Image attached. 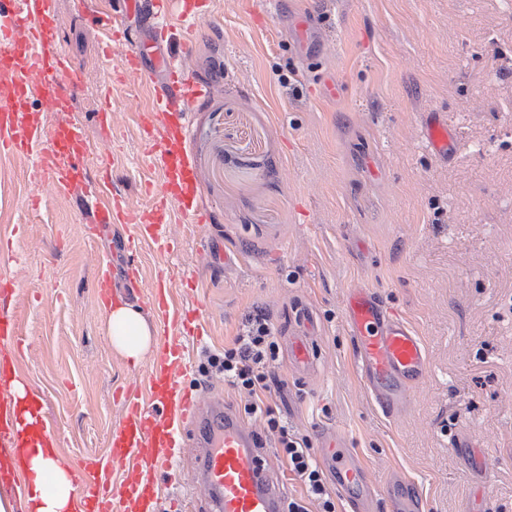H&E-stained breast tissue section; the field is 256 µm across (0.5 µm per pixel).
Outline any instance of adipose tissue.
I'll list each match as a JSON object with an SVG mask.
<instances>
[{"mask_svg":"<svg viewBox=\"0 0 512 512\" xmlns=\"http://www.w3.org/2000/svg\"><path fill=\"white\" fill-rule=\"evenodd\" d=\"M107 331L113 348L136 361L157 340L139 310L128 303L110 308ZM28 473L26 512H67L73 485L68 472L45 449H31L25 459Z\"/></svg>","mask_w":512,"mask_h":512,"instance_id":"ef3b65f1","label":"adipose tissue"}]
</instances>
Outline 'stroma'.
<instances>
[{"instance_id":"obj_1","label":"stroma","mask_w":512,"mask_h":512,"mask_svg":"<svg viewBox=\"0 0 512 512\" xmlns=\"http://www.w3.org/2000/svg\"><path fill=\"white\" fill-rule=\"evenodd\" d=\"M125 15L111 56L90 14ZM309 23L298 41L295 21ZM57 46L84 76L73 109L38 115L44 138L79 123L128 208L164 191L147 148L154 54L144 76L124 70L128 42L152 30L123 0H57ZM189 64L206 85L189 115L187 154L206 227L179 224L170 251L123 248L129 224L88 235L76 196L49 191L33 157L0 152V294L22 337L19 381L39 388L60 465L104 456L124 416L122 392L144 387L156 357L114 350L93 286V255L138 282L115 299L146 310L159 279L205 332L180 335L196 386L205 352L232 346L246 315L269 312L281 351L277 415L311 437L317 457L343 443L379 491L412 484L425 512H512V0H205ZM152 80V81H153ZM112 109L104 129L99 112ZM436 117L447 155L428 149ZM42 199L38 210L29 201ZM215 255L199 259L202 245ZM375 291L421 336L428 371L399 414L364 386L345 322L349 288ZM305 336L308 367L289 339ZM480 452L485 473L470 465ZM192 457L161 479L153 512L192 493Z\"/></svg>"}]
</instances>
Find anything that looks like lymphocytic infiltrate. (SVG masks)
Masks as SVG:
<instances>
[{
  "label": "lymphocytic infiltrate",
  "instance_id": "f902f5d3",
  "mask_svg": "<svg viewBox=\"0 0 512 512\" xmlns=\"http://www.w3.org/2000/svg\"><path fill=\"white\" fill-rule=\"evenodd\" d=\"M274 325L265 310H255L224 353H206L199 372L203 378L222 377L238 395L243 413L258 436L269 441L277 461L285 464L302 487L300 496L287 500L285 512H336L335 493L316 458L308 435L290 429L270 403L279 382L275 368L279 347Z\"/></svg>",
  "mask_w": 512,
  "mask_h": 512
}]
</instances>
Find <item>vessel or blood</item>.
<instances>
[{
  "label": "vessel or blood",
  "mask_w": 512,
  "mask_h": 512,
  "mask_svg": "<svg viewBox=\"0 0 512 512\" xmlns=\"http://www.w3.org/2000/svg\"><path fill=\"white\" fill-rule=\"evenodd\" d=\"M166 3L149 0L147 4V16L160 43L169 30L164 20ZM56 4L57 0H0V67L11 74V94L0 104V148L33 153L35 176L51 188L82 194L89 188L85 165L89 148L81 128L75 124L60 126L47 146L37 118L29 112L34 105L47 112L68 111L72 91L79 85L77 72L57 49L53 25ZM160 64L165 79L155 88V115L162 136L153 146L155 158L165 173L166 195L180 198L183 204L182 223L201 224L207 216L193 206L198 188L184 142L188 114L203 89L188 78L183 63L165 55ZM425 139L437 154L447 152L450 135L444 124H428ZM96 195L101 203L85 217L91 232H98L105 224H131L139 237L151 239L158 249H167L170 236L164 200L156 202L146 218L129 210L106 186H99ZM150 306L164 333L184 330V318L166 285H158L152 292ZM346 320L367 388L383 412L399 413L427 372L421 337L367 288L350 289ZM19 344L15 323L0 316V380L7 382L14 376V354ZM188 368L180 348L161 344L148 378V396L124 393L122 426L114 433L106 458L75 471L68 512H144L160 492L151 476L168 473L176 459L169 444L180 432L195 450L193 485L204 497L206 512H283L281 488L267 457L256 448L251 429L238 415L226 412L222 400L207 387H183L180 377ZM28 406L36 421L22 427L15 417L13 399H0V443L18 457L31 445L49 447L55 440L39 391H30ZM117 464L128 474L118 484L112 479ZM331 469L341 491L363 482V466L346 450H337ZM383 492L393 512H424L415 488L402 494L389 482Z\"/></svg>",
  "instance_id": "vessel-or-blood-1"
}]
</instances>
